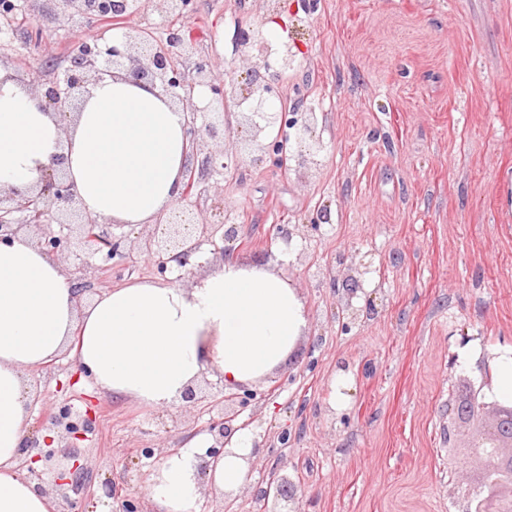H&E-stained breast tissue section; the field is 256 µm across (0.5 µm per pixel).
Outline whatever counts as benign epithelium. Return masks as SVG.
<instances>
[{
  "mask_svg": "<svg viewBox=\"0 0 512 512\" xmlns=\"http://www.w3.org/2000/svg\"><path fill=\"white\" fill-rule=\"evenodd\" d=\"M157 1L167 14L183 16L188 13L190 0H54L57 4L55 19L71 26H87L110 16L115 21H130ZM261 25L237 28L236 44L245 48L242 61L248 65L249 82L241 88L242 94L253 98L262 106L276 96L275 79L277 72L270 71V64L263 56L267 38ZM195 31L181 27L169 33L166 44L158 46L146 31L129 27L124 40L108 44L99 39L78 49L71 57L70 66L63 76L47 82L45 89H34L44 106L67 116L73 101L81 99L89 80H99L104 76L119 74L138 83H149L159 89L160 94L179 102L189 117V142L191 159L185 171L183 199L200 197L212 187L211 180L216 175L226 174V170L239 164L242 148L234 144L219 150H205L204 137L214 136L217 127L225 134L251 121L247 112L228 110L230 95L226 84L218 81L215 75V62L210 56L198 55ZM184 57L195 58L192 72L183 69ZM207 89L211 94L209 111L212 114L208 126L196 125L198 109L194 103L195 91ZM263 124H252L249 139L251 150L260 153V159L273 166L288 169V162L295 158V146L312 133L309 117L298 118L296 113L284 109L263 112ZM204 153L200 162H195L199 153ZM38 210V220L27 219L32 208ZM76 214L80 227V238L76 244L69 237L58 235L51 225L63 223L62 216ZM42 228L34 244L46 253L74 256L73 275L84 278L88 259L104 254L109 259L125 256L122 250L123 239L108 233L104 237L96 234L100 224L78 207L77 192L62 168V161L44 169L36 189L27 195L14 192L0 194V243H10L20 229L29 224ZM238 229L235 224L222 221L207 222L199 214L176 206L156 219L152 233L144 239L141 251L155 257L158 271L162 274L177 268L189 272L196 265V259L206 244L215 246L222 242L220 255L235 251ZM239 412L221 409L209 419L207 431L214 443L206 456L201 458L199 469L207 471L210 462L224 457V449L229 445L233 434L246 427L238 423ZM90 415L66 424L67 432L76 440L92 429ZM512 441V424L501 416L494 427L487 432H477L473 438L472 454L482 467L481 481L468 491L471 506L475 512H512V454L501 452L502 444ZM80 450L72 449V466L57 473L60 485H68L79 492L90 485L87 469L79 463ZM295 492L288 478L272 474L267 487L261 493L263 512H295L291 507Z\"/></svg>",
  "mask_w": 512,
  "mask_h": 512,
  "instance_id": "obj_1",
  "label": "benign epithelium"
}]
</instances>
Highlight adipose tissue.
<instances>
[{
  "instance_id": "ef3b65f1",
  "label": "adipose tissue",
  "mask_w": 512,
  "mask_h": 512,
  "mask_svg": "<svg viewBox=\"0 0 512 512\" xmlns=\"http://www.w3.org/2000/svg\"><path fill=\"white\" fill-rule=\"evenodd\" d=\"M58 156L81 209L98 223L151 224L181 200L186 116L158 89L107 76L89 84L67 128L0 67V189L30 192ZM77 297L59 261L27 235L0 244V512H57L52 496L17 474L33 405L26 372L67 354L102 394L164 408L208 372L229 388L263 379L307 325L281 269L232 254L189 288L142 281L89 302ZM207 448L206 437H194L149 475L155 512H197V464ZM255 458L249 432H237L208 483L238 491Z\"/></svg>"
}]
</instances>
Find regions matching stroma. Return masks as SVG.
Masks as SVG:
<instances>
[{
	"mask_svg": "<svg viewBox=\"0 0 512 512\" xmlns=\"http://www.w3.org/2000/svg\"><path fill=\"white\" fill-rule=\"evenodd\" d=\"M53 12L52 0H32L36 43L0 15V66L26 81L68 65L77 35ZM268 21L261 0L245 10L192 0L182 21L152 6L135 24L160 42L180 23L203 30L200 51L222 58L224 82L239 88L247 66L234 32ZM281 23L293 65L276 103L316 111L321 149L285 171L242 159L222 191L191 205L212 221L228 211L244 262L283 270L307 327L240 412L258 445L252 481L229 499L201 485L197 510L260 512L255 494L277 472L295 484L299 512H462L458 488L479 467L475 425L456 406L477 394L493 421L492 364L512 350V0H316L311 9L288 0ZM319 210V233L275 238L274 225L305 224ZM151 231L122 228L123 262L93 258L87 298L137 281L188 288L220 264L207 245L190 273L159 274L133 251ZM354 267L361 288L350 299ZM348 303L359 312L352 322ZM77 371L63 359L29 374L30 439L52 431L58 459L81 449L92 479L80 512H123L127 499L149 512L147 474L205 433L218 375L204 377L206 401L154 409L100 394ZM341 373L335 406L330 383ZM66 405L95 414L83 440L52 424Z\"/></svg>",
	"mask_w": 512,
	"mask_h": 512,
	"instance_id": "stroma-1",
	"label": "stroma"
}]
</instances>
